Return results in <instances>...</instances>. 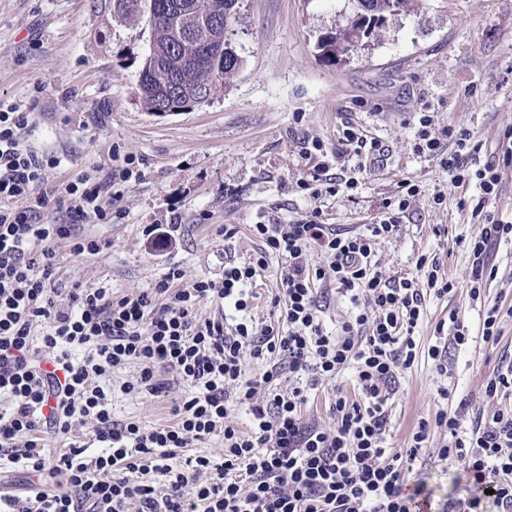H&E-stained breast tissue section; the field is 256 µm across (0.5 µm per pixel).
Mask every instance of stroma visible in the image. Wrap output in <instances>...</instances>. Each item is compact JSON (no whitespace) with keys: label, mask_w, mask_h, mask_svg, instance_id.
Wrapping results in <instances>:
<instances>
[{"label":"stroma","mask_w":512,"mask_h":512,"mask_svg":"<svg viewBox=\"0 0 512 512\" xmlns=\"http://www.w3.org/2000/svg\"><path fill=\"white\" fill-rule=\"evenodd\" d=\"M115 0H0V101L30 106L24 138L41 154L58 158L46 170L45 186L69 175L109 166L110 153L140 160L143 177L126 185L123 215L112 224H88L84 231L102 243L96 255H72L60 243L59 302L70 289L109 288L114 295L137 293L170 269L182 285L200 277L221 279L224 266L242 263L257 249L253 224H286L320 214L340 232L368 233L384 198L401 181L417 183L416 196L398 237L379 241L375 260L388 281L419 278L420 255L435 258L454 293L427 297L426 314L415 332L416 359L400 372L385 405L384 448L405 452L419 421L440 411H458L462 428L475 416L512 407V394L495 399L483 383L512 361V238L493 245L495 279L480 302L469 296L466 243L480 224L463 210L474 187H451L438 161L416 153L413 143L423 108H431L432 133L443 126L470 130L484 151H498L512 127V0H426L418 13L389 19L371 51L346 62L318 54L320 36L343 24L347 0H242L231 41L243 65L229 84L185 112H147L138 80L149 51L145 16L118 18ZM352 122L384 147L382 161L361 174L356 190L335 196L300 192L299 179L327 163L331 174L348 177L358 163L343 144L342 124ZM318 139L324 154L306 155V141ZM444 191L442 204L433 196ZM175 223L165 254L154 247V228ZM237 233L225 238V226ZM286 267L273 257L261 277L248 284L247 313L203 300V316L268 320L271 298ZM500 306L502 334L482 340L484 307ZM464 314L472 340L449 349L448 373H437L428 349L437 323L451 310ZM135 366L113 375L112 418L145 428L174 422L173 408L185 390L171 385L159 397L123 394ZM447 396H440V387ZM359 398L350 373L316 385L303 407L305 420L331 424L337 397ZM420 450L409 483L432 493V508L459 502L475 490L472 476L455 464Z\"/></svg>","instance_id":"stroma-1"}]
</instances>
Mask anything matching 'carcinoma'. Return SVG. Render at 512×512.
Segmentation results:
<instances>
[{"label":"carcinoma","instance_id":"cac0c4a2","mask_svg":"<svg viewBox=\"0 0 512 512\" xmlns=\"http://www.w3.org/2000/svg\"><path fill=\"white\" fill-rule=\"evenodd\" d=\"M176 4L171 11L157 17L153 26L152 45L155 60L165 65L158 73L151 65H143L139 75V96L144 108L149 112L162 109L168 104L179 101L173 71L183 66L190 69V82L203 91L213 92L225 85L238 72L243 60L237 52L224 49V59L215 64L208 59L204 62L196 59L198 46L204 43L214 44L228 37L239 18L240 0H224V22L219 28L198 29L183 44L172 39V31L183 23L180 7L194 5L203 12L209 0H170ZM422 0H354L358 6L368 4L370 15L380 19L409 14L420 9ZM337 48L348 53L357 48L358 29L345 25L335 30Z\"/></svg>","mask_w":512,"mask_h":512}]
</instances>
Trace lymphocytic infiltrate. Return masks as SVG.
Here are the masks:
<instances>
[{
    "instance_id": "f902f5d3",
    "label": "lymphocytic infiltrate",
    "mask_w": 512,
    "mask_h": 512,
    "mask_svg": "<svg viewBox=\"0 0 512 512\" xmlns=\"http://www.w3.org/2000/svg\"><path fill=\"white\" fill-rule=\"evenodd\" d=\"M29 120L20 104L0 102V452L10 463L42 471L47 451L40 433H66L76 424L91 428L103 448L89 457L84 446H69L56 466L62 483L23 497L1 495L0 512H413L414 502L429 500L430 493L423 484L403 493V462L415 459L437 433L448 438L438 458L484 486L463 512H483L489 490L497 512H512L511 408L478 417L466 433L458 414L442 411L419 422L405 455H388L383 446L384 405L399 371L415 361L413 333L425 298L412 280H383L372 258L377 240L400 233L417 184L403 180L397 194L385 198L370 235L337 232L317 215L253 224L249 231L259 248L248 261L225 267L221 279L201 277L181 288L173 269L150 288L119 298L103 287H74L63 306L56 301L59 241L76 256L99 253L98 240L79 228L119 219L125 185L140 170L128 156L114 170L96 166L47 189L44 174L58 161L25 144ZM418 123L414 151L438 159L452 186L472 183L479 190L471 215L482 230L467 244L470 288L479 294L495 276L492 243L512 236V224L493 210L502 175L512 167V129L498 156L484 161L470 131L448 126L431 135L426 112ZM58 209L66 211V221L48 223ZM313 249L322 257L316 265L308 260ZM274 255L288 260L277 318L230 326L220 316H199L209 298L246 310L244 284ZM320 281L364 300L333 336L320 319ZM38 322L44 330L37 337L32 328ZM249 358L266 365L259 379L245 371ZM131 364L138 372L125 382V393L161 396V370L187 386L174 424L145 429L113 421L109 379ZM348 367L361 399L337 398L328 427L303 420L302 386L285 392L275 386L285 369L326 381ZM237 406L250 416L248 431L229 421ZM217 434L224 437L220 465L201 454L178 459V449ZM153 471L163 476V487L147 481Z\"/></svg>"
}]
</instances>
